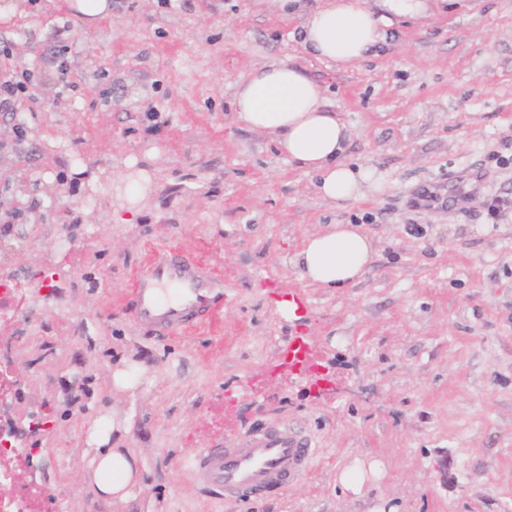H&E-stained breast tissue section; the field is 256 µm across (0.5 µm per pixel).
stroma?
I'll use <instances>...</instances> for the list:
<instances>
[{
  "mask_svg": "<svg viewBox=\"0 0 512 512\" xmlns=\"http://www.w3.org/2000/svg\"><path fill=\"white\" fill-rule=\"evenodd\" d=\"M110 2L97 22L70 0L0 18V46L32 75L22 117L0 112V281L24 291L10 332L32 337L12 353L14 414L51 413L34 442L51 512H512V208L488 210L512 199V0H434L345 68L297 41L318 0ZM280 60L324 89L348 160L376 170L364 198H322L275 134L237 122V85ZM330 224L374 244L346 288L292 262ZM171 252L224 302L161 337L130 300ZM296 293L305 313L288 309ZM296 338L316 357L301 375L281 357ZM101 416L109 447L140 458L125 500L94 492ZM273 422L312 436L306 476L259 500L193 488L196 454ZM352 468L356 493L339 481Z\"/></svg>",
  "mask_w": 512,
  "mask_h": 512,
  "instance_id": "35a3bbf8",
  "label": "stroma"
}]
</instances>
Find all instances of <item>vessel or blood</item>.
Here are the masks:
<instances>
[{"label":"vessel or blood","instance_id":"1","mask_svg":"<svg viewBox=\"0 0 512 512\" xmlns=\"http://www.w3.org/2000/svg\"><path fill=\"white\" fill-rule=\"evenodd\" d=\"M222 297L200 266L172 255L150 264L132 309L140 325L173 336L202 323ZM314 456L308 434L273 424L238 439L232 447L205 450L192 461L190 476L214 498L249 499L287 490L307 473Z\"/></svg>","mask_w":512,"mask_h":512}]
</instances>
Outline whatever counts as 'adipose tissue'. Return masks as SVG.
Here are the masks:
<instances>
[{
  "mask_svg": "<svg viewBox=\"0 0 512 512\" xmlns=\"http://www.w3.org/2000/svg\"><path fill=\"white\" fill-rule=\"evenodd\" d=\"M322 0L299 33L303 50L316 59L347 65L386 40L395 20L428 15L429 0ZM236 118L244 127L277 136L278 151L318 178L317 190L344 204L363 197L374 183L372 170L345 159L350 132L327 109L323 91L303 69L285 61L261 64L236 88ZM373 245L361 225L333 224L307 236L295 255L302 279L324 288H344L365 273ZM94 445L93 482L99 496L128 498L141 480L139 458L129 449L108 447L107 425L99 420L88 435Z\"/></svg>",
  "mask_w": 512,
  "mask_h": 512,
  "instance_id": "ef3b65f1",
  "label": "adipose tissue"
}]
</instances>
